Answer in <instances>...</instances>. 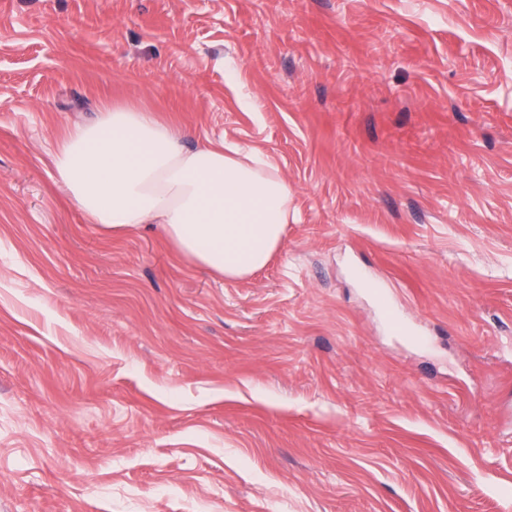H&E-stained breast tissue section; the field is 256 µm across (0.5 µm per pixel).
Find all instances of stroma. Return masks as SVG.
Masks as SVG:
<instances>
[{
	"label": "stroma",
	"mask_w": 512,
	"mask_h": 512,
	"mask_svg": "<svg viewBox=\"0 0 512 512\" xmlns=\"http://www.w3.org/2000/svg\"><path fill=\"white\" fill-rule=\"evenodd\" d=\"M104 101L280 167L265 268L86 223ZM0 512H512V0H0Z\"/></svg>",
	"instance_id": "obj_1"
}]
</instances>
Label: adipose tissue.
Listing matches in <instances>:
<instances>
[{
    "label": "adipose tissue",
    "mask_w": 512,
    "mask_h": 512,
    "mask_svg": "<svg viewBox=\"0 0 512 512\" xmlns=\"http://www.w3.org/2000/svg\"><path fill=\"white\" fill-rule=\"evenodd\" d=\"M188 132L142 107L104 104L66 127L52 178L105 234L156 225L182 258L227 280L262 269L281 246L292 191L256 149Z\"/></svg>",
    "instance_id": "obj_1"
}]
</instances>
